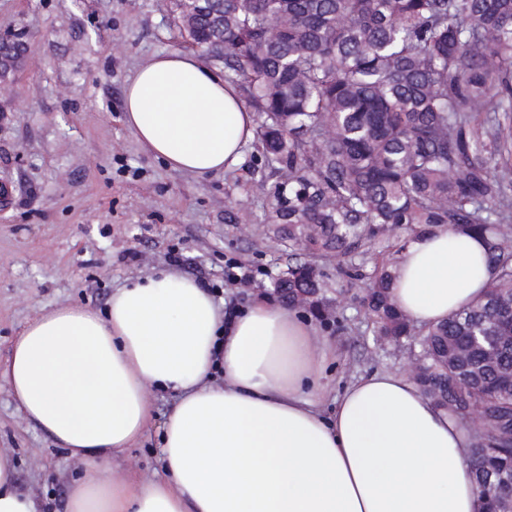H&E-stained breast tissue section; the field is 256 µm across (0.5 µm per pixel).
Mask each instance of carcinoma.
Returning a JSON list of instances; mask_svg holds the SVG:
<instances>
[{"instance_id":"1","label":"carcinoma","mask_w":512,"mask_h":512,"mask_svg":"<svg viewBox=\"0 0 512 512\" xmlns=\"http://www.w3.org/2000/svg\"><path fill=\"white\" fill-rule=\"evenodd\" d=\"M188 36L224 63L262 121L267 164L286 171L272 199L276 234L306 256L275 282L290 306L324 315L315 260L420 226L473 231L492 274L484 300L418 328L391 301L396 271L374 267L364 306L381 336H416L420 389L484 434L463 449L485 489L512 474V0H175ZM0 41V73L22 52ZM490 105L503 112L484 122ZM477 338L465 359L454 347Z\"/></svg>"}]
</instances>
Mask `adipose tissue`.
<instances>
[{
	"instance_id": "ef3b65f1",
	"label": "adipose tissue",
	"mask_w": 512,
	"mask_h": 512,
	"mask_svg": "<svg viewBox=\"0 0 512 512\" xmlns=\"http://www.w3.org/2000/svg\"><path fill=\"white\" fill-rule=\"evenodd\" d=\"M123 119L151 156L197 178L236 167L255 139L236 85L187 52L136 71ZM484 253L470 231L413 238L398 258L397 307L431 326L476 304L491 277ZM327 362L295 308L264 297L229 317L210 288L164 269L116 288L106 312L37 314L0 379L27 423L84 463L67 512H484L459 420L389 371L356 379L323 411ZM152 389L175 396L161 476L106 479L144 437ZM0 512H47L1 453Z\"/></svg>"
}]
</instances>
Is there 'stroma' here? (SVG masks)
Here are the masks:
<instances>
[{
    "instance_id": "stroma-1",
    "label": "stroma",
    "mask_w": 512,
    "mask_h": 512,
    "mask_svg": "<svg viewBox=\"0 0 512 512\" xmlns=\"http://www.w3.org/2000/svg\"><path fill=\"white\" fill-rule=\"evenodd\" d=\"M25 43L19 67L0 79V361L34 313L67 304L105 310L132 277L168 267L212 288L235 309L273 297L288 245L272 231L268 199L283 179L260 142L240 164L206 179L172 171L123 121L125 86L161 52L193 51L173 0H0V35ZM379 256L319 259L327 313L315 320L337 394L353 378L409 372L411 341L375 335L360 304ZM246 271L248 285L235 283ZM152 423L114 462L113 474L153 479L159 427L172 394L149 395ZM0 451L18 464L23 493L63 512L81 462L29 426L0 380Z\"/></svg>"
}]
</instances>
